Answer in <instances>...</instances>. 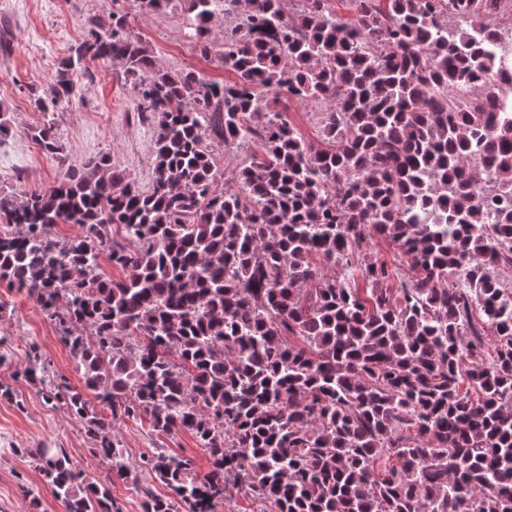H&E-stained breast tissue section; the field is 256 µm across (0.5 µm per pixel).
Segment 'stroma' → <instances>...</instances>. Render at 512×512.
Wrapping results in <instances>:
<instances>
[{"label": "stroma", "mask_w": 512, "mask_h": 512, "mask_svg": "<svg viewBox=\"0 0 512 512\" xmlns=\"http://www.w3.org/2000/svg\"><path fill=\"white\" fill-rule=\"evenodd\" d=\"M127 12V26L150 45L159 66L192 67L207 79H231L215 58L201 57L193 48L181 11L162 15L138 12L124 0H0V38L9 37L15 48L0 53V110L13 128L0 142V192L34 190L61 181L67 168H80L90 157L110 154L115 167L132 174L140 188L152 182L153 128L142 119L119 66L91 63L77 74L78 93L57 111H40L34 102L67 54L86 35L84 20L94 16L105 26L112 23L115 8ZM55 126L62 158L42 152L30 138L31 128L45 122ZM9 314L0 318V386L10 388L12 399H0V512H64L63 504L46 488L33 467L30 454L52 442L66 449L73 464L87 480L106 470L104 460L91 453L92 442L81 425L65 409L48 403L40 386L29 383L21 372L30 347H37L50 373L71 385H79L68 350L36 302L26 293L0 286V303ZM130 478L114 480L112 501L120 512H142L140 488L149 483L139 469L140 457L160 446L189 459L198 475L209 470L208 457L188 433L159 436L148 425L118 424ZM38 510L29 507L31 499Z\"/></svg>", "instance_id": "obj_1"}]
</instances>
